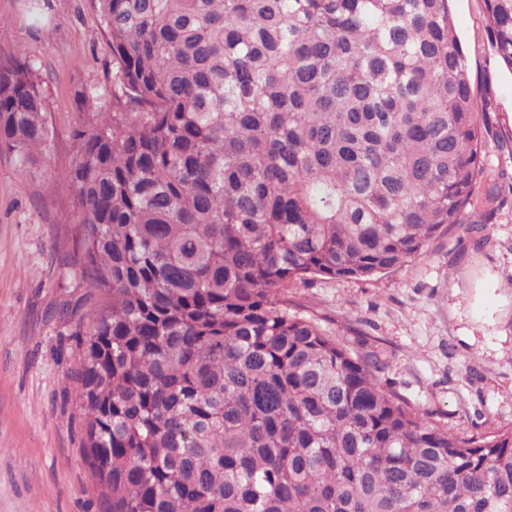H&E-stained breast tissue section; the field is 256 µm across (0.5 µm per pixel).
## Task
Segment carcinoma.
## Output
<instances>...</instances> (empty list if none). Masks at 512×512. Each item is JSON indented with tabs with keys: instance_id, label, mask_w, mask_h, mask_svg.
<instances>
[{
	"instance_id": "cac0c4a2",
	"label": "carcinoma",
	"mask_w": 512,
	"mask_h": 512,
	"mask_svg": "<svg viewBox=\"0 0 512 512\" xmlns=\"http://www.w3.org/2000/svg\"><path fill=\"white\" fill-rule=\"evenodd\" d=\"M95 2L112 102L73 132L89 292L62 315L103 512H512V428L448 431L287 295L512 209V136L474 111L449 0ZM484 3L512 70V0ZM43 101L0 57L24 161Z\"/></svg>"
}]
</instances>
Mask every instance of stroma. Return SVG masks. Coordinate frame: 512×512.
I'll return each mask as SVG.
<instances>
[{"label": "stroma", "instance_id": "1", "mask_svg": "<svg viewBox=\"0 0 512 512\" xmlns=\"http://www.w3.org/2000/svg\"><path fill=\"white\" fill-rule=\"evenodd\" d=\"M476 111L512 133V70L495 58L484 0H452ZM34 65L49 147L20 162L0 147V512H101L81 443L78 351L58 309L87 284L70 260L75 220L63 180L84 97L112 96V52L91 0H0V56ZM485 244L453 226L401 268L289 288L298 311L380 352L387 377L451 432L512 427V212Z\"/></svg>", "mask_w": 512, "mask_h": 512}]
</instances>
